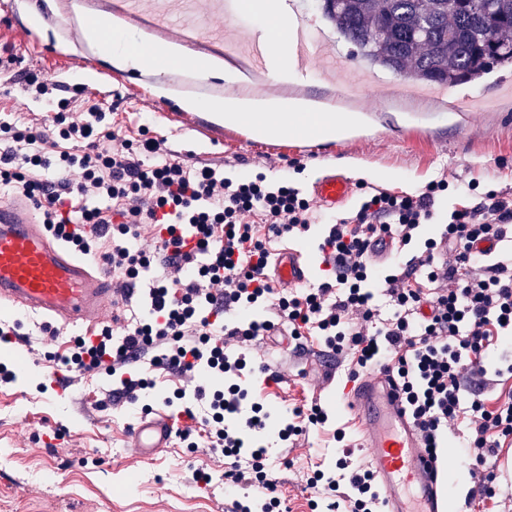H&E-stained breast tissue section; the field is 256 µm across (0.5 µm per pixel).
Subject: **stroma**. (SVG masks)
<instances>
[{
  "label": "stroma",
  "instance_id": "1",
  "mask_svg": "<svg viewBox=\"0 0 512 512\" xmlns=\"http://www.w3.org/2000/svg\"><path fill=\"white\" fill-rule=\"evenodd\" d=\"M66 0H0L13 12L9 39L22 54L16 63L0 66V120L44 119L46 100L28 75H47L56 85L55 98L77 106L102 104L111 120L130 138L141 128L165 140L173 154L223 167L236 178L263 173L268 180H288L304 197L328 168L347 172L353 182L392 193H418L432 181L447 180L450 189L436 204L439 217L467 201H479L494 190L512 198V69L494 70L452 89L417 86L411 77L379 67L369 68L325 21L313 0H300L301 13L318 20L328 44L308 66V75L285 83L246 81L242 90L276 96L286 94L330 105L353 117L351 132L311 147L293 137L258 140L243 126L219 127L202 114L183 110L178 100L192 95L196 79L178 71L165 90L146 86L152 65L118 68L83 42L84 27ZM42 18L31 30L30 13ZM466 98L467 111L451 112L439 104L448 95ZM301 159L303 171L289 169ZM19 335L0 343V364L14 374L0 386V512H229L233 502L259 503L258 492L225 479L223 456L210 452L204 438L189 443L173 438L154 457L133 448L129 431L143 408H168L180 414L181 427L198 430L182 412L189 399H177L179 378L164 370L153 373L155 385L137 402L113 405L105 390L118 387L106 375L80 380L58 379L45 361L48 352H63L75 328L50 337L41 319L19 314ZM302 348H283L281 337L254 342L256 368L238 383L251 402L263 404L269 431L252 434L248 445L267 448V465L278 478V491L288 512H311L313 492L307 486L312 470L331 473L343 450L363 458L362 436L353 413L343 404L345 364L320 357L321 339L304 330ZM282 377L275 384L268 371ZM318 402L329 414L325 426L312 427L281 446L276 428L287 422L288 410ZM344 440H337V432ZM487 467L496 475L497 496L476 498L479 482L466 469L452 478L458 498H470L469 512H512V446L498 449ZM204 469L210 483L197 482Z\"/></svg>",
  "mask_w": 512,
  "mask_h": 512
}]
</instances>
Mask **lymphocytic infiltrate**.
<instances>
[{
	"label": "lymphocytic infiltrate",
	"instance_id": "f902f5d3",
	"mask_svg": "<svg viewBox=\"0 0 512 512\" xmlns=\"http://www.w3.org/2000/svg\"><path fill=\"white\" fill-rule=\"evenodd\" d=\"M47 109L50 124L0 125V191L25 197L54 237L102 261L119 293L154 259L163 263L149 286L148 320L119 338L104 326L50 362L80 376L128 369L122 391L132 400L152 384L135 370L138 362L194 383L208 447L227 461L233 483L261 489L267 512H275L281 502L265 449L241 456L243 432L267 427L261 406L231 423L242 399L238 386L213 392L207 381L239 375L257 337L284 330L296 339L312 328L334 354H350V379L376 367L392 375L431 459L439 457L449 421L468 414L465 463L480 478L481 497H495V476L485 464L502 441L512 440V402L492 410L479 399L463 405L459 369L466 364L472 375L485 376L490 346L512 339V253L491 258L479 248L512 242L511 198L490 190L454 208L435 238L425 230L448 188L442 180L417 194L376 190L353 216L317 219L298 188L260 173L232 179L223 169L188 164L155 138L122 135L100 104L76 116L63 99ZM73 171L80 175L75 183L67 178ZM248 214L260 217L265 234L244 223ZM316 221L323 226L322 279L294 293L278 291L266 274L271 239L304 238ZM145 227L150 252L137 245ZM445 246L453 258L441 263ZM377 288L394 309L390 317L373 301ZM267 304L278 321L244 319V311ZM230 311L240 319L229 328L221 319ZM352 312L364 327L349 325ZM336 467L338 478L324 480L317 470L308 479L310 488L325 486L327 512H382L369 469L347 454Z\"/></svg>",
	"mask_w": 512,
	"mask_h": 512
}]
</instances>
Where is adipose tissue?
<instances>
[{"label": "adipose tissue", "instance_id": "1", "mask_svg": "<svg viewBox=\"0 0 512 512\" xmlns=\"http://www.w3.org/2000/svg\"><path fill=\"white\" fill-rule=\"evenodd\" d=\"M243 8L255 10L266 33L278 53L276 61L280 71L289 68V56L280 38L291 21L274 0H243ZM100 56L109 58L113 64L127 67L140 58H149L156 73L163 74L182 64L179 48L161 41H143L120 23H113L108 33L96 43ZM183 108L203 112L224 120L225 124L249 126L253 137L258 139L283 136H309L320 140L342 137L348 130L347 118L324 111L317 103L302 98L285 96H244L230 91L224 95L200 99L187 98Z\"/></svg>", "mask_w": 512, "mask_h": 512}]
</instances>
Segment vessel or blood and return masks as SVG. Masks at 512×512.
I'll return each mask as SVG.
<instances>
[{
  "label": "vessel or blood",
  "mask_w": 512,
  "mask_h": 512,
  "mask_svg": "<svg viewBox=\"0 0 512 512\" xmlns=\"http://www.w3.org/2000/svg\"><path fill=\"white\" fill-rule=\"evenodd\" d=\"M314 22L302 20L292 28L298 62L317 53L319 40L310 38ZM270 42L253 33L249 56L257 69L267 67ZM353 182L331 171L312 186L314 196L333 208L349 199ZM277 285H303L308 271L299 250L282 249L274 260ZM109 275L87 259L72 254L39 224L31 206L0 204V305L42 316L59 327L90 325L103 310L116 305ZM343 401L359 420L365 457L378 478L383 512H449L453 500L451 477L456 456L434 461L396 394L390 375L374 371L345 390ZM174 418L164 409L142 415L131 431L134 448L149 457L166 448Z\"/></svg>",
  "instance_id": "1"
}]
</instances>
